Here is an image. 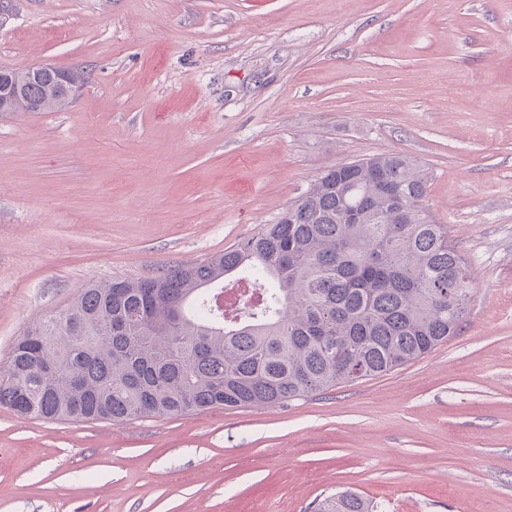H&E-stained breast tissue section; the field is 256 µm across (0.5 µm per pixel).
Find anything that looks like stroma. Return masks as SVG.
Masks as SVG:
<instances>
[{
    "label": "stroma",
    "mask_w": 512,
    "mask_h": 512,
    "mask_svg": "<svg viewBox=\"0 0 512 512\" xmlns=\"http://www.w3.org/2000/svg\"><path fill=\"white\" fill-rule=\"evenodd\" d=\"M81 68L0 116V370L91 281L276 223L403 154L467 260L456 336L284 405L43 421L0 406V512H512V0H5L0 69ZM57 96L56 85L49 79L35 80L27 85L24 97L27 100L36 99L39 101H28L29 112H43L49 107L45 101L54 102ZM373 506L353 491H340L321 500L315 512H372Z\"/></svg>",
    "instance_id": "35a3bbf8"
}]
</instances>
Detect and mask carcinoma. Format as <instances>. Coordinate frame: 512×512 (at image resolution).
<instances>
[{"mask_svg":"<svg viewBox=\"0 0 512 512\" xmlns=\"http://www.w3.org/2000/svg\"><path fill=\"white\" fill-rule=\"evenodd\" d=\"M49 79L25 98L54 103ZM428 173L400 154L320 176L275 224L207 261L149 280L92 282L27 327L0 370V406L43 420L123 422L283 405L383 375L455 336L471 272L428 216ZM249 280L251 306L213 286ZM315 512H372L353 491Z\"/></svg>","mask_w":512,"mask_h":512,"instance_id":"obj_1","label":"carcinoma"}]
</instances>
